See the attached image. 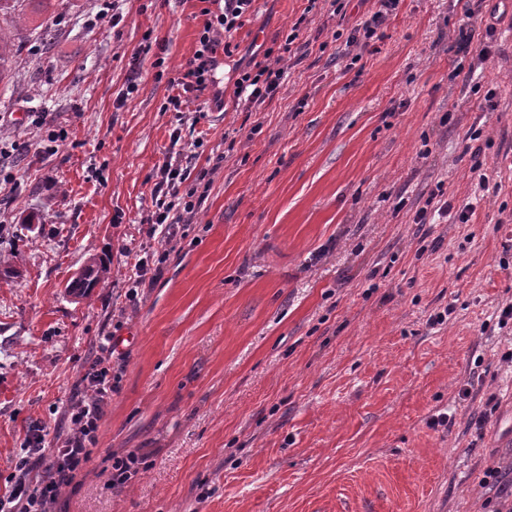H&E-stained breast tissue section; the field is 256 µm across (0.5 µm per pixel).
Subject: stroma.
<instances>
[{"label": "stroma", "mask_w": 512, "mask_h": 512, "mask_svg": "<svg viewBox=\"0 0 512 512\" xmlns=\"http://www.w3.org/2000/svg\"><path fill=\"white\" fill-rule=\"evenodd\" d=\"M341 4L256 0L217 72L223 109L190 98L199 120L182 125L171 81L212 0H52L45 28L24 0L0 82V494L32 428L67 432L108 335L119 389L54 512L512 508L506 5L401 0L349 56L345 36L379 4ZM296 23L277 96L238 105L236 65ZM52 130L66 139L48 154ZM173 145L209 189L162 276L136 289ZM92 258L104 287L66 291ZM137 448L153 464L109 489L107 457Z\"/></svg>", "instance_id": "35a3bbf8"}]
</instances>
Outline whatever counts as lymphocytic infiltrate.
<instances>
[{
	"label": "lymphocytic infiltrate",
	"instance_id": "f902f5d3",
	"mask_svg": "<svg viewBox=\"0 0 512 512\" xmlns=\"http://www.w3.org/2000/svg\"><path fill=\"white\" fill-rule=\"evenodd\" d=\"M255 0H224L218 12H207L199 31L197 47L175 81L183 93L203 94L216 88L215 72L220 56H232V39L243 26ZM299 26H292L278 48H267L262 60L251 61L238 69L235 94L248 107H258L272 100L281 89L299 37ZM190 176L182 158L165 159L156 174L152 189V208L145 221L150 236L158 244H170L185 225L196 223L195 203L180 195V187ZM86 394L71 401L67 420L69 431L59 438L56 452L45 457L41 445V428L31 430L25 447L17 454L15 474L7 494L0 496V512H51L61 491L72 486L78 473L95 457L99 425L105 409L116 391V376L112 367V347L101 344L99 354L82 375ZM43 468L39 481H29L35 468Z\"/></svg>",
	"mask_w": 512,
	"mask_h": 512
}]
</instances>
